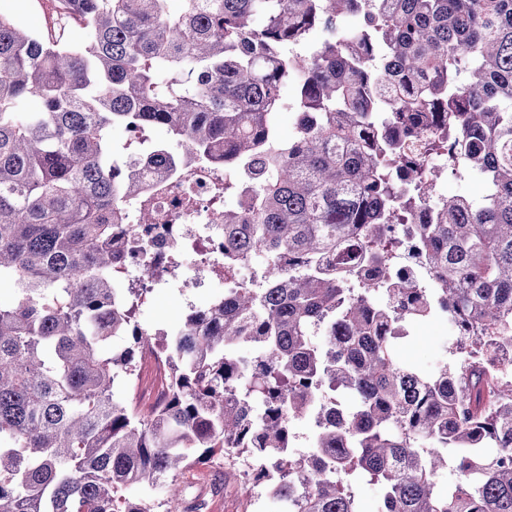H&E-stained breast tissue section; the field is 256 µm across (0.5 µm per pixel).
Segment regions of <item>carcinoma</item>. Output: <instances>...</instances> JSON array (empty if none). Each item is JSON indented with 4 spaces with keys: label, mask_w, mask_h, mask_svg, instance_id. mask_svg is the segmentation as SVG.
Segmentation results:
<instances>
[{
    "label": "carcinoma",
    "mask_w": 512,
    "mask_h": 512,
    "mask_svg": "<svg viewBox=\"0 0 512 512\" xmlns=\"http://www.w3.org/2000/svg\"><path fill=\"white\" fill-rule=\"evenodd\" d=\"M68 2L79 42L0 12V512H199L181 473L239 456L242 494L264 484L288 512H362L344 486L357 471L383 483L381 512H512V380L489 360L512 352V0ZM290 82L316 123L283 142L271 117ZM115 127L161 176L191 158L254 183L224 211V274L250 265V283L172 336L135 320L138 290L112 288L145 181L113 166ZM425 153L484 171L480 206L429 207L434 180L409 164ZM403 216L427 284L392 272ZM440 313L471 329L455 365L396 359L403 323ZM147 345L169 396L141 412L114 387ZM293 432L295 439L290 448L292 454L299 455L308 452L311 449L314 440V428L308 419H298L294 422Z\"/></svg>",
    "instance_id": "cac0c4a2"
}]
</instances>
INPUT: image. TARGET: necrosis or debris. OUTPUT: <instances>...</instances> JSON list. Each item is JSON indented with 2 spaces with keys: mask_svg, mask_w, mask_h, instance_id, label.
<instances>
[{
  "mask_svg": "<svg viewBox=\"0 0 512 512\" xmlns=\"http://www.w3.org/2000/svg\"><path fill=\"white\" fill-rule=\"evenodd\" d=\"M223 178V170L199 167L191 168L180 178L166 180L150 175L146 180V197L155 212V222L141 223L139 204L128 205V255L112 279L113 287L143 288L150 292L169 287L173 280L186 275L193 277L196 287H210L216 269L224 263V201L211 194L212 184ZM189 195L194 197V205H184L183 199ZM162 224L167 225L170 235L179 243V264L169 261L167 237H161L158 231ZM149 265L155 268L154 276L142 278L143 268Z\"/></svg>",
  "mask_w": 512,
  "mask_h": 512,
  "instance_id": "1",
  "label": "necrosis or debris"
}]
</instances>
